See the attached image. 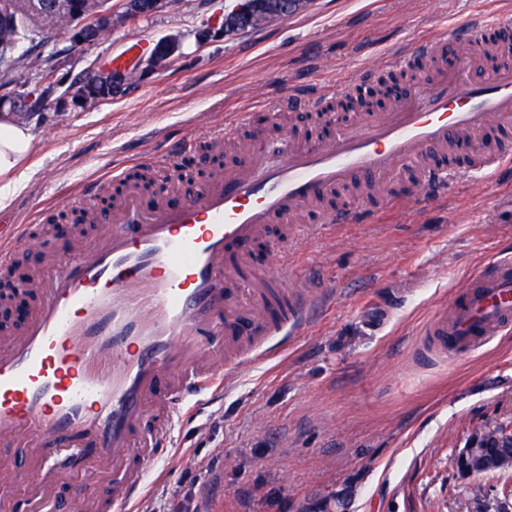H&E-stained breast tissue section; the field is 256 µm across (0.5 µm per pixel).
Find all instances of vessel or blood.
I'll list each match as a JSON object with an SVG mask.
<instances>
[{
	"instance_id": "vessel-or-blood-1",
	"label": "vessel or blood",
	"mask_w": 512,
	"mask_h": 512,
	"mask_svg": "<svg viewBox=\"0 0 512 512\" xmlns=\"http://www.w3.org/2000/svg\"><path fill=\"white\" fill-rule=\"evenodd\" d=\"M456 44H420L401 63L455 55ZM503 118L512 119V68L476 79L459 73L327 144L285 132L273 147L257 139L234 173L213 175L181 200L150 205L127 192L97 216L111 225L108 235L45 264L30 316L17 334L0 338V446L26 438L25 462L0 464V476L47 496L44 475L95 449L118 465L102 512H134L147 463L172 454L174 419L221 394L231 368L271 359L314 314L318 290L259 276L257 245L290 246L298 233L290 219L301 207L349 187L382 189L396 167L453 152ZM511 161L512 144L483 146L466 171ZM452 173L428 168L422 178L437 196ZM22 246L41 248L35 225H13L9 238L0 237V268ZM511 326L512 258L500 256L433 315L425 333L429 351L445 356Z\"/></svg>"
}]
</instances>
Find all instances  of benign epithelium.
Segmentation results:
<instances>
[{
  "instance_id": "benign-epithelium-1",
  "label": "benign epithelium",
  "mask_w": 512,
  "mask_h": 512,
  "mask_svg": "<svg viewBox=\"0 0 512 512\" xmlns=\"http://www.w3.org/2000/svg\"><path fill=\"white\" fill-rule=\"evenodd\" d=\"M34 3L46 15L53 14L55 9L68 12L70 25L65 38L73 48L94 45L96 41L90 33L110 34L117 23L141 15V0H120L117 8L112 0H55L50 7L45 5V0H34ZM303 4L304 0H235L232 9L195 32V43L200 48L217 38L256 30L294 15ZM185 38L181 31L167 33L129 71L94 63L78 78L61 85L54 83V74L49 73L36 88L25 86L5 91L0 94V117L7 115L18 122L29 121L45 111L53 95L58 112L71 107L94 108L111 100L117 91L132 85V81H145L159 66L181 57Z\"/></svg>"
}]
</instances>
